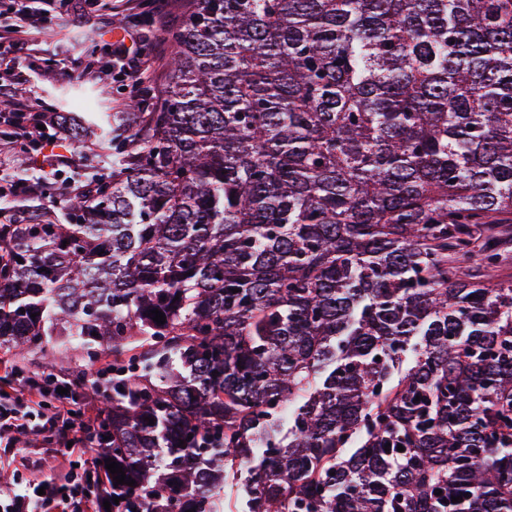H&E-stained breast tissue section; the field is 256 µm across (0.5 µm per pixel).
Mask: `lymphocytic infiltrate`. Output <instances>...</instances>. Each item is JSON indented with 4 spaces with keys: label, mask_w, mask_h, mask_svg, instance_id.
<instances>
[{
    "label": "lymphocytic infiltrate",
    "mask_w": 512,
    "mask_h": 512,
    "mask_svg": "<svg viewBox=\"0 0 512 512\" xmlns=\"http://www.w3.org/2000/svg\"><path fill=\"white\" fill-rule=\"evenodd\" d=\"M56 8V0H9L14 21L0 26V99L13 98L25 70L33 67L37 51L29 36ZM128 36L129 45L119 46L116 53L126 79L136 86L150 68L148 39L137 28ZM0 127L20 133L40 151L50 146L56 129L44 107L28 101L1 112ZM78 397L64 375L47 384L41 373L18 374L5 366L0 371V446L28 448L37 442L86 455L92 445L84 433L93 416L80 409ZM0 512H101V507L78 487L43 476L14 480L9 490L0 492Z\"/></svg>",
    "instance_id": "obj_1"
}]
</instances>
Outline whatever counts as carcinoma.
Instances as JSON below:
<instances>
[{
    "mask_svg": "<svg viewBox=\"0 0 512 512\" xmlns=\"http://www.w3.org/2000/svg\"><path fill=\"white\" fill-rule=\"evenodd\" d=\"M183 2L150 111L52 113L79 192L4 197L0 352L112 347L113 512L242 469V512H512V282L459 267L512 214V0Z\"/></svg>",
    "mask_w": 512,
    "mask_h": 512,
    "instance_id": "carcinoma-1",
    "label": "carcinoma"
}]
</instances>
